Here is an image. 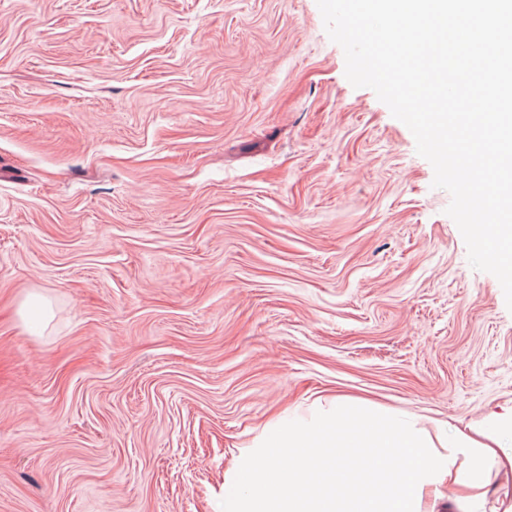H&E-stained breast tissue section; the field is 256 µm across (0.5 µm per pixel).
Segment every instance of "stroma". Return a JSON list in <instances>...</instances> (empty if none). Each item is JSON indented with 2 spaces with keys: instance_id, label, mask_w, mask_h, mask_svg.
<instances>
[{
  "instance_id": "1",
  "label": "stroma",
  "mask_w": 512,
  "mask_h": 512,
  "mask_svg": "<svg viewBox=\"0 0 512 512\" xmlns=\"http://www.w3.org/2000/svg\"><path fill=\"white\" fill-rule=\"evenodd\" d=\"M433 178L316 0H0V512H214L335 397L494 432L512 311Z\"/></svg>"
}]
</instances>
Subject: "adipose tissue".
I'll list each match as a JSON object with an SVG mask.
<instances>
[{
	"label": "adipose tissue",
	"instance_id": "obj_1",
	"mask_svg": "<svg viewBox=\"0 0 512 512\" xmlns=\"http://www.w3.org/2000/svg\"><path fill=\"white\" fill-rule=\"evenodd\" d=\"M442 483L452 498L480 488L424 429L338 401L268 424L225 476L214 512H424Z\"/></svg>",
	"mask_w": 512,
	"mask_h": 512
}]
</instances>
